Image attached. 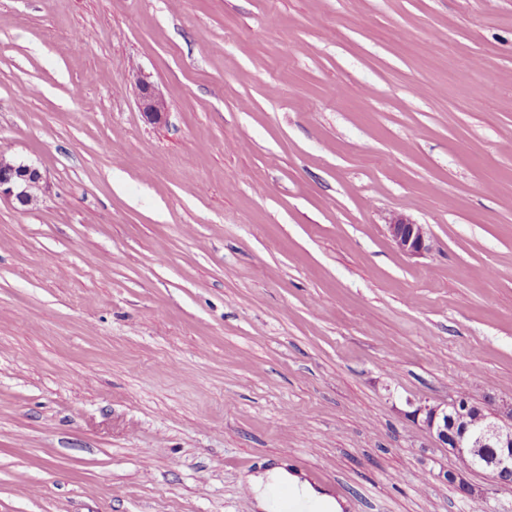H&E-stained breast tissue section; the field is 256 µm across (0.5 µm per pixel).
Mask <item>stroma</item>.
<instances>
[{
	"instance_id": "35a3bbf8",
	"label": "stroma",
	"mask_w": 512,
	"mask_h": 512,
	"mask_svg": "<svg viewBox=\"0 0 512 512\" xmlns=\"http://www.w3.org/2000/svg\"><path fill=\"white\" fill-rule=\"evenodd\" d=\"M0 153V512H469L412 412L512 400V0H0ZM133 80L137 88V105L145 118L152 123L161 122L168 110L167 103L150 76L142 70L133 72ZM43 174L33 164L0 155V201L32 205L43 190ZM386 227L391 241L404 255L418 258L429 251L430 235L425 225L415 224L399 215L392 218ZM280 484L291 487L305 499L317 504L320 512H341L342 505L336 497L313 489L305 480L281 467H273L264 474L250 475L246 480L247 489L254 496L256 506L264 512H269L273 507L270 489Z\"/></svg>"
}]
</instances>
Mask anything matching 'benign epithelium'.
Segmentation results:
<instances>
[{
	"mask_svg": "<svg viewBox=\"0 0 512 512\" xmlns=\"http://www.w3.org/2000/svg\"><path fill=\"white\" fill-rule=\"evenodd\" d=\"M137 88V105L152 123L161 122L167 114V103L150 76L138 69L133 72ZM43 174L32 164L0 155V201H16L32 205L43 190ZM391 241L404 255L418 258L430 249V235L423 224L399 215L387 224ZM413 416L443 448L457 456L464 468L474 471L481 463L484 449L494 450L489 460L493 482L512 484V403L502 402L493 408L482 406L464 395L449 403H419ZM442 481L456 486L468 497L487 498L488 491L469 486L454 469L441 474Z\"/></svg>",
	"mask_w": 512,
	"mask_h": 512,
	"instance_id": "benign-epithelium-1",
	"label": "benign epithelium"
}]
</instances>
